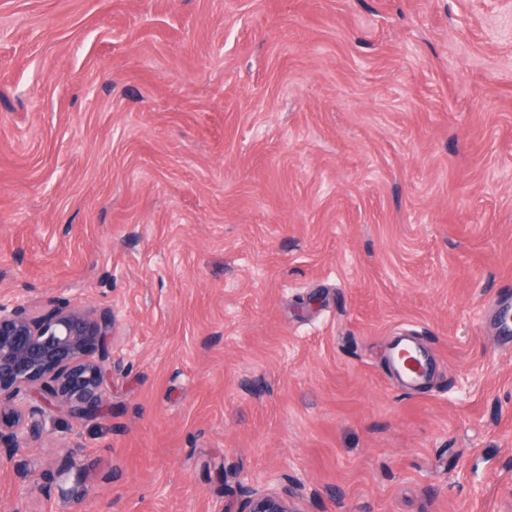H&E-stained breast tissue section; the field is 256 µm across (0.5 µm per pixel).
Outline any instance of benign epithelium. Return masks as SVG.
<instances>
[{"label": "benign epithelium", "mask_w": 512, "mask_h": 512, "mask_svg": "<svg viewBox=\"0 0 512 512\" xmlns=\"http://www.w3.org/2000/svg\"><path fill=\"white\" fill-rule=\"evenodd\" d=\"M50 305L34 316L21 299L0 298V441L17 450L47 407L63 406L75 419L100 413L112 372V312L70 310L63 298ZM288 496L258 494L245 512H296Z\"/></svg>", "instance_id": "benign-epithelium-1"}]
</instances>
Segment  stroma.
<instances>
[{
	"instance_id": "35a3bbf8",
	"label": "stroma",
	"mask_w": 512,
	"mask_h": 512,
	"mask_svg": "<svg viewBox=\"0 0 512 512\" xmlns=\"http://www.w3.org/2000/svg\"><path fill=\"white\" fill-rule=\"evenodd\" d=\"M0 295L116 314L0 512H512V0H0ZM404 355H413L420 359V347L411 336H398L392 343L389 351V361L399 380L408 388L418 386L425 378L416 366L405 367L402 358ZM289 491L262 493L252 498L243 512H297L290 507Z\"/></svg>"
}]
</instances>
